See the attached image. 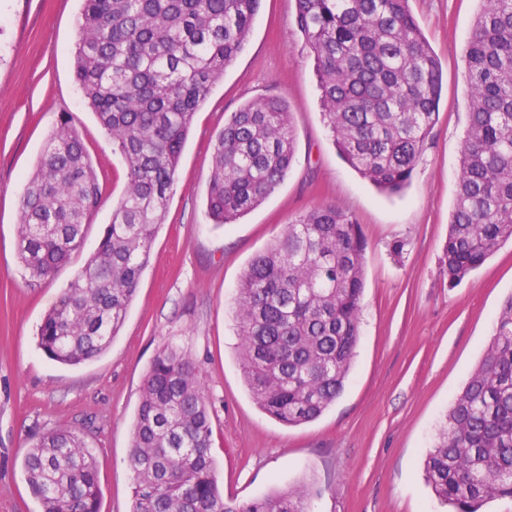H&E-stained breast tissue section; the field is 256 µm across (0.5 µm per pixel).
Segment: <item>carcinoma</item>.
<instances>
[{
    "label": "carcinoma",
    "mask_w": 512,
    "mask_h": 512,
    "mask_svg": "<svg viewBox=\"0 0 512 512\" xmlns=\"http://www.w3.org/2000/svg\"><path fill=\"white\" fill-rule=\"evenodd\" d=\"M465 48L470 107L444 247L455 287L512 242V0H481ZM314 54L324 121L341 157L378 189L410 182L438 118L441 63L409 0H296ZM261 0H83L75 80L122 156L127 181L99 249L44 317L39 345L80 365L122 328L163 224L194 116L242 51ZM295 155L281 97L248 101L212 143L206 206L233 224L283 182ZM102 199L98 174L67 116L48 136L20 200L19 262L34 284L83 245ZM365 241L336 205L301 213L248 264L235 298L239 356L255 403L287 426L317 419L340 395L359 340ZM212 421L194 362L175 346L154 357L131 431L133 512H307L290 488L224 501ZM23 470L42 512H98L82 429L37 437ZM450 512L512 498V297L482 361L451 405L424 461Z\"/></svg>",
    "instance_id": "1"
}]
</instances>
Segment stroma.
<instances>
[{
	"label": "stroma",
	"mask_w": 512,
	"mask_h": 512,
	"mask_svg": "<svg viewBox=\"0 0 512 512\" xmlns=\"http://www.w3.org/2000/svg\"><path fill=\"white\" fill-rule=\"evenodd\" d=\"M481 0H409L444 75L438 119L410 185L380 193L338 154L295 0H262L244 50L196 113L147 268L110 349L79 366L38 346L43 317L95 253L126 183L125 164L75 82L82 0H0V512H42L23 454L38 435L78 426L96 458L100 512H132L128 458L142 380L164 346L199 369L212 413L211 456L224 496L247 501L305 486L310 512H445L426 452L512 298V244L456 287L444 268L469 112L464 54ZM267 96L288 103L293 163L234 224L206 210L212 143L225 115ZM103 184L78 255L30 284L17 257L19 201L61 116ZM351 215L365 239L360 342L342 394L315 421L287 427L252 399L238 358L236 287L295 216L318 205Z\"/></svg>",
	"instance_id": "stroma-1"
}]
</instances>
